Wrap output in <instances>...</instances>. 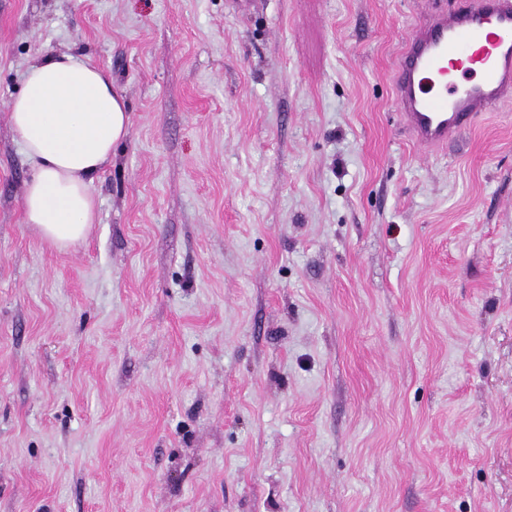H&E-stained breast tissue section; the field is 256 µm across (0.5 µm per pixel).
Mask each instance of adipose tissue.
<instances>
[{"instance_id":"adipose-tissue-1","label":"adipose tissue","mask_w":512,"mask_h":512,"mask_svg":"<svg viewBox=\"0 0 512 512\" xmlns=\"http://www.w3.org/2000/svg\"><path fill=\"white\" fill-rule=\"evenodd\" d=\"M129 113L110 73L85 57L56 52L27 69L9 122L33 167L23 220L41 239L73 247L96 223L91 185L128 137Z\"/></svg>"}]
</instances>
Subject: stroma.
Here are the masks:
<instances>
[{
  "mask_svg": "<svg viewBox=\"0 0 512 512\" xmlns=\"http://www.w3.org/2000/svg\"><path fill=\"white\" fill-rule=\"evenodd\" d=\"M427 0H0V512H512V105L446 149ZM108 70L99 220L23 224L28 67Z\"/></svg>",
  "mask_w": 512,
  "mask_h": 512,
  "instance_id": "35a3bbf8",
  "label": "stroma"
}]
</instances>
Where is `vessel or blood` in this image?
I'll use <instances>...</instances> for the list:
<instances>
[{
  "label": "vessel or blood",
  "instance_id": "1",
  "mask_svg": "<svg viewBox=\"0 0 512 512\" xmlns=\"http://www.w3.org/2000/svg\"><path fill=\"white\" fill-rule=\"evenodd\" d=\"M391 89L401 125L429 151L512 104V0L423 11L397 54Z\"/></svg>",
  "mask_w": 512,
  "mask_h": 512
}]
</instances>
